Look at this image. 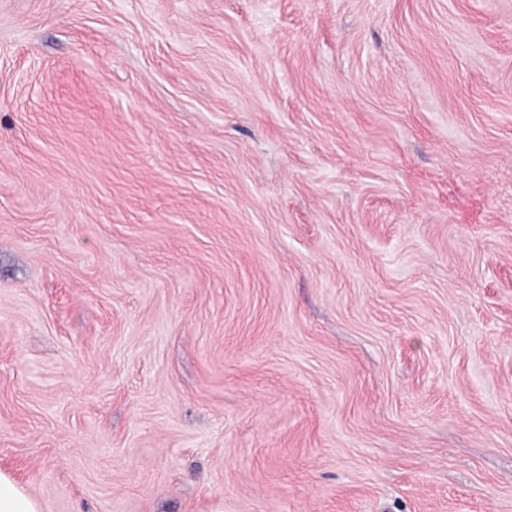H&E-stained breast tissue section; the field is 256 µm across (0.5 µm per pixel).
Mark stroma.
Masks as SVG:
<instances>
[{"label":"stroma","instance_id":"35a3bbf8","mask_svg":"<svg viewBox=\"0 0 512 512\" xmlns=\"http://www.w3.org/2000/svg\"><path fill=\"white\" fill-rule=\"evenodd\" d=\"M0 472L512 512V0H0Z\"/></svg>","mask_w":512,"mask_h":512}]
</instances>
